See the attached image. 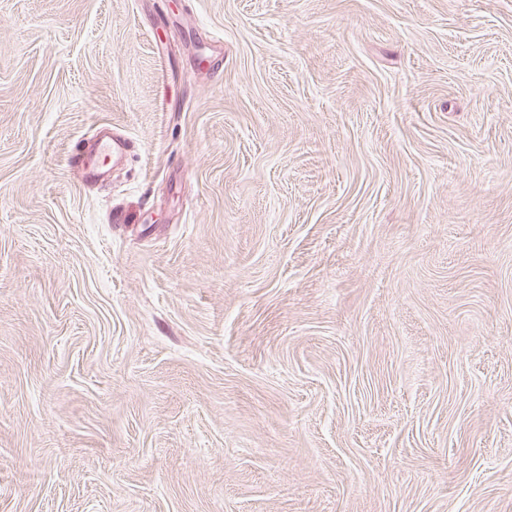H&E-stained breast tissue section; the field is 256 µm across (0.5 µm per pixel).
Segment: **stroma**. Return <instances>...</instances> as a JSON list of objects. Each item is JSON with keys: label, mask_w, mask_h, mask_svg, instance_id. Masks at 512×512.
Segmentation results:
<instances>
[{"label": "stroma", "mask_w": 512, "mask_h": 512, "mask_svg": "<svg viewBox=\"0 0 512 512\" xmlns=\"http://www.w3.org/2000/svg\"><path fill=\"white\" fill-rule=\"evenodd\" d=\"M0 512H512V0H0Z\"/></svg>", "instance_id": "35a3bbf8"}]
</instances>
